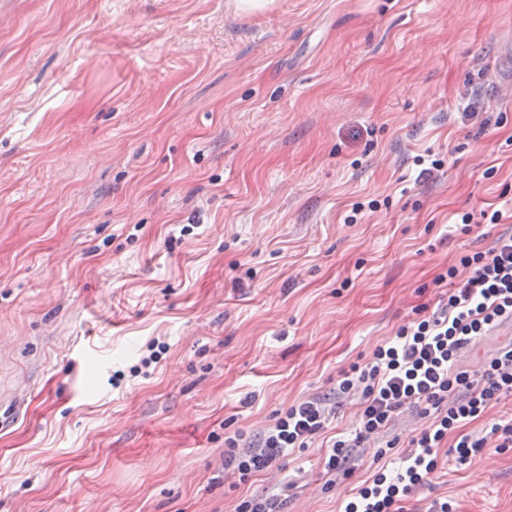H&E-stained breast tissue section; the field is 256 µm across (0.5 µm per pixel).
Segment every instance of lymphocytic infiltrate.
<instances>
[{
	"instance_id": "f902f5d3",
	"label": "lymphocytic infiltrate",
	"mask_w": 512,
	"mask_h": 512,
	"mask_svg": "<svg viewBox=\"0 0 512 512\" xmlns=\"http://www.w3.org/2000/svg\"><path fill=\"white\" fill-rule=\"evenodd\" d=\"M463 268L469 271L464 279L458 276ZM436 282L449 287L440 310L400 327L366 364L338 376L336 397L358 396L359 414L354 438L335 440L327 452L325 469L331 476L349 477L355 448L383 432L399 412L415 409L430 419L403 451L400 468L378 470L344 501L342 512H404L406 498L437 471L440 448L464 463L488 446L512 447V420L492 423L478 434L460 431L491 403L512 396V344L498 348L479 370L457 365L463 349L512 320V235L499 236L490 251L462 255ZM326 422L324 398L291 405L257 439L238 432L225 437L224 465L248 482L290 449L305 447Z\"/></svg>"
}]
</instances>
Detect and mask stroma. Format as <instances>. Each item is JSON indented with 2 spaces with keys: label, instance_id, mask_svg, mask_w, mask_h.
Masks as SVG:
<instances>
[{
  "label": "stroma",
  "instance_id": "1",
  "mask_svg": "<svg viewBox=\"0 0 512 512\" xmlns=\"http://www.w3.org/2000/svg\"><path fill=\"white\" fill-rule=\"evenodd\" d=\"M234 2L0 0V512H338L428 424L398 414L329 488L340 399L249 482L224 467L512 233V0ZM435 499L512 512V448L404 506ZM283 502L279 494L252 496L241 501L236 512H282Z\"/></svg>",
  "mask_w": 512,
  "mask_h": 512
}]
</instances>
